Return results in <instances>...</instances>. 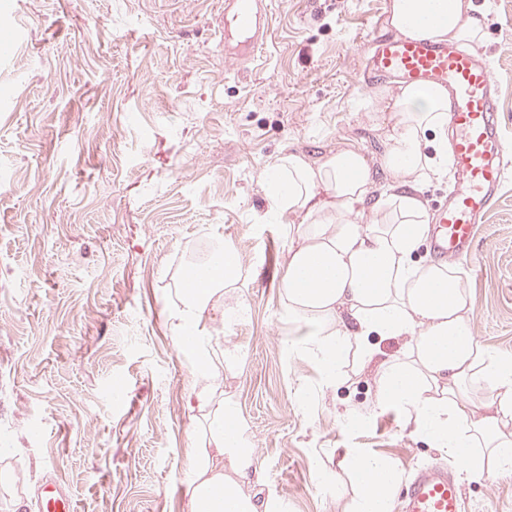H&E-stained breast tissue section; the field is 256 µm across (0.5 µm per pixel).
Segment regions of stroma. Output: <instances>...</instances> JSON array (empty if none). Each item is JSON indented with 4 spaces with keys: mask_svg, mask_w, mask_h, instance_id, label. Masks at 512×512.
Masks as SVG:
<instances>
[{
    "mask_svg": "<svg viewBox=\"0 0 512 512\" xmlns=\"http://www.w3.org/2000/svg\"><path fill=\"white\" fill-rule=\"evenodd\" d=\"M478 49L498 81L512 144V0H473ZM390 0H271L266 44L224 59V0H0V512H38L52 476L77 512H190L182 485L207 441L192 409L193 358L170 326L180 274L229 244L247 305L240 324L205 314L240 357L219 388L255 448V496L289 512H347L350 484L321 483L346 449L404 476L447 454L375 405V377L349 356L328 387L302 352L279 280L296 218L264 221L260 186L280 153L378 160L397 84L366 85L369 38ZM467 275L473 332L512 356V177L476 225ZM363 410L362 427L341 418ZM463 512H512V476L460 475Z\"/></svg>",
    "mask_w": 512,
    "mask_h": 512,
    "instance_id": "obj_1",
    "label": "stroma"
}]
</instances>
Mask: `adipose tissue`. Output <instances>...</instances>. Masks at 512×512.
I'll list each match as a JSON object with an SVG mask.
<instances>
[{"label": "adipose tissue", "instance_id": "1", "mask_svg": "<svg viewBox=\"0 0 512 512\" xmlns=\"http://www.w3.org/2000/svg\"><path fill=\"white\" fill-rule=\"evenodd\" d=\"M389 24L406 38L469 46L481 42L484 28L471 0H391ZM447 106L443 87H404L393 98L380 159L354 149L319 163L287 153L267 164L261 186L270 212L300 218L280 287L289 320L317 327L307 351L325 384L341 380L357 351L375 371L377 406L403 407L414 433L468 476L493 481L512 475V357L476 341L461 275L412 260L428 233L421 191L448 172ZM239 271L237 252L226 246L181 279L173 325L201 362L194 404L206 411L210 436L209 447L195 451L184 489L191 512H288L274 493L258 501L246 490L260 476L256 452L233 403L215 388L236 351L213 347L199 327L216 308L225 323L243 317L244 302L226 299ZM374 334L407 338L406 356L378 358L366 343ZM476 382L493 393L480 406L465 395ZM340 469L358 490L349 512H393L402 480L396 463L351 448Z\"/></svg>", "mask_w": 512, "mask_h": 512}]
</instances>
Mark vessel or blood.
I'll list each match as a JSON object with an SVG mask.
<instances>
[{
	"mask_svg": "<svg viewBox=\"0 0 512 512\" xmlns=\"http://www.w3.org/2000/svg\"><path fill=\"white\" fill-rule=\"evenodd\" d=\"M269 0H224V57L251 61L269 35ZM367 83L388 80L425 89L448 90L445 114L452 134L454 184L439 210L431 236L437 258L470 253L475 224L488 213L508 173L512 147L504 140L498 83L480 54L453 43L400 38L377 31L370 40L364 70ZM40 512H76L72 494L56 478L37 485ZM403 512H463V492L453 469H415L401 491Z\"/></svg>",
	"mask_w": 512,
	"mask_h": 512,
	"instance_id": "1",
	"label": "vessel or blood"
}]
</instances>
